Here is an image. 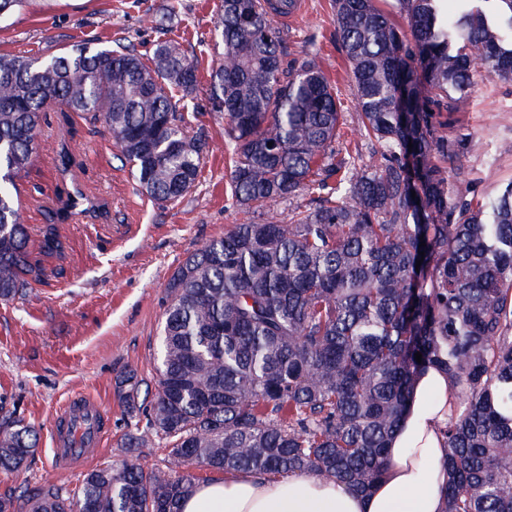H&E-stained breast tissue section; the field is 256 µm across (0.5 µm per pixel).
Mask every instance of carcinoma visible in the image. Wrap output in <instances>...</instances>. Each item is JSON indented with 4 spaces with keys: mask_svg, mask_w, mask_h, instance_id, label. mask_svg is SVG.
<instances>
[{
    "mask_svg": "<svg viewBox=\"0 0 512 512\" xmlns=\"http://www.w3.org/2000/svg\"><path fill=\"white\" fill-rule=\"evenodd\" d=\"M293 2L220 0L222 51L209 71L232 146L228 195L245 212L288 202V221L233 224L175 269L146 427L140 382L117 381L135 420L120 442L126 457L85 473L72 494L46 484L0 497V512H180L200 485L195 465L367 493L429 368L457 394L443 431V512H512V180L482 199L454 182L471 144L455 114L475 73L512 77V0H495L494 16L455 0L451 18L448 0H395L394 17L380 0H332L379 156L370 164L342 153L341 101L315 59L282 60L274 16ZM29 3L0 0V24ZM199 73L175 38L147 59L119 42L0 53L1 302L42 275L16 182L43 148L46 112L103 122L140 191L172 204L202 172L205 133L190 132L186 111ZM304 193L318 195L314 208L293 205ZM86 201L66 192L52 220L104 209ZM63 249L48 227L39 253ZM155 441L165 469L147 471L133 454ZM36 444L33 426L0 418L1 471H19Z\"/></svg>",
    "mask_w": 512,
    "mask_h": 512,
    "instance_id": "cac0c4a2",
    "label": "carcinoma"
}]
</instances>
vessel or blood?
I'll return each instance as SVG.
<instances>
[{
	"label": "vessel or blood",
	"mask_w": 512,
	"mask_h": 512,
	"mask_svg": "<svg viewBox=\"0 0 512 512\" xmlns=\"http://www.w3.org/2000/svg\"><path fill=\"white\" fill-rule=\"evenodd\" d=\"M100 416L101 411L94 399L77 396L69 400L65 411L54 424L53 445L57 469L73 470L97 455L101 433H94L88 442L84 441L83 434L87 421L96 420Z\"/></svg>",
	"instance_id": "b4317fda"
}]
</instances>
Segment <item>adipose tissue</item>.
Wrapping results in <instances>:
<instances>
[{"mask_svg":"<svg viewBox=\"0 0 512 512\" xmlns=\"http://www.w3.org/2000/svg\"><path fill=\"white\" fill-rule=\"evenodd\" d=\"M455 396L443 373L431 369L416 382L388 448L389 465L365 494L306 474L270 478L235 474L201 485L182 512H442L443 461Z\"/></svg>","mask_w":512,"mask_h":512,"instance_id":"1","label":"adipose tissue"}]
</instances>
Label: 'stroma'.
Returning <instances> with one entry per match:
<instances>
[{"instance_id": "stroma-1", "label": "stroma", "mask_w": 512, "mask_h": 512, "mask_svg": "<svg viewBox=\"0 0 512 512\" xmlns=\"http://www.w3.org/2000/svg\"><path fill=\"white\" fill-rule=\"evenodd\" d=\"M169 0H32L0 25V51L39 56L64 44L119 41L149 57L164 39L162 16ZM219 0H179L173 38L202 61L218 53L211 37ZM331 0H306V13L283 29L285 58L314 54L336 86L344 112V145L364 141L357 121L353 82L334 37ZM189 111L207 139L197 185L176 204L163 207L141 194L129 167L116 158L112 139L100 123L48 112L42 128L47 142L22 184L24 222L40 242L56 207L64 175L57 150L66 147L81 163L78 179L86 192L107 202L103 218L59 224L65 251L41 260L44 275L23 298L0 302V414L22 418L38 431V443L22 468L0 472V495L22 494L46 483L66 490L80 471L60 473L53 460L51 425L77 394L98 398L110 429L94 467L120 460L118 446L130 420L120 404L117 376L134 371L153 385L159 365V327L167 282L177 266L207 241L246 220L284 221L288 206L276 203L250 214L225 194L230 180L224 116L212 111L209 78L201 76L188 99ZM471 135L458 179L478 197L512 180V82L480 72L459 115Z\"/></svg>"}]
</instances>
